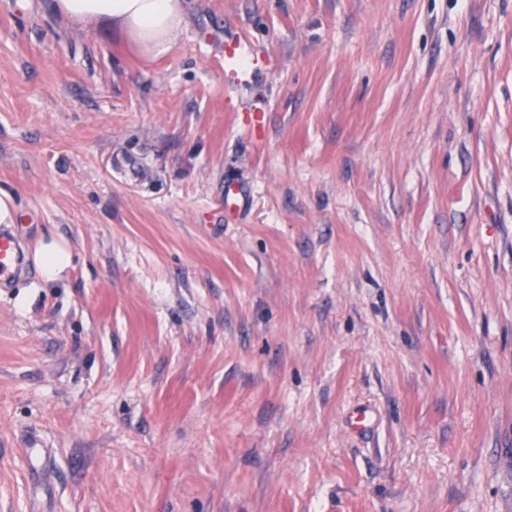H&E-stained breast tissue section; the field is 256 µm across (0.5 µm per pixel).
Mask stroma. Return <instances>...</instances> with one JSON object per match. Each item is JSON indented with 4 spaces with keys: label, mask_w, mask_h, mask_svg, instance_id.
Masks as SVG:
<instances>
[{
    "label": "stroma",
    "mask_w": 512,
    "mask_h": 512,
    "mask_svg": "<svg viewBox=\"0 0 512 512\" xmlns=\"http://www.w3.org/2000/svg\"><path fill=\"white\" fill-rule=\"evenodd\" d=\"M0 189V512H512V0H0ZM187 0H54L73 23L110 27L146 57L167 53L185 21ZM29 262L22 242L10 228H0V285L8 283L20 274ZM35 262L43 278L49 281L56 280L68 267L70 254L64 244L51 239L40 243L35 251Z\"/></svg>",
    "instance_id": "35a3bbf8"
}]
</instances>
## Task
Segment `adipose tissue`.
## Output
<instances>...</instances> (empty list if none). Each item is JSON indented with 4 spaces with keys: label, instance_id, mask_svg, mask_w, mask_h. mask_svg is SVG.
<instances>
[{
    "label": "adipose tissue",
    "instance_id": "adipose-tissue-1",
    "mask_svg": "<svg viewBox=\"0 0 512 512\" xmlns=\"http://www.w3.org/2000/svg\"><path fill=\"white\" fill-rule=\"evenodd\" d=\"M54 4L71 22L120 32L147 57L167 53L185 21L184 0H54Z\"/></svg>",
    "mask_w": 512,
    "mask_h": 512
}]
</instances>
